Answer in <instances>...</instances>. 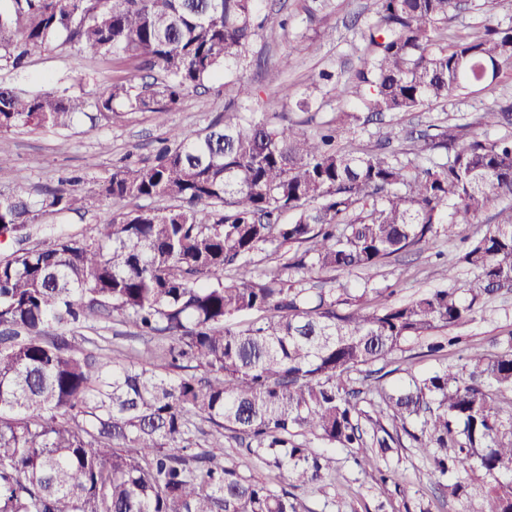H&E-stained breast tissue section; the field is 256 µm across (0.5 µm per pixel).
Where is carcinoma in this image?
<instances>
[{
  "label": "carcinoma",
  "mask_w": 512,
  "mask_h": 512,
  "mask_svg": "<svg viewBox=\"0 0 512 512\" xmlns=\"http://www.w3.org/2000/svg\"><path fill=\"white\" fill-rule=\"evenodd\" d=\"M266 0H0V68L59 42L93 58L114 54L158 70L112 80L85 112L62 90L0 84V133L67 129L83 115L110 123L115 107L170 112L185 92L250 64ZM347 77L322 71L303 92L284 93L300 112L329 88L357 127L374 116L417 112L485 81L512 61V26L467 35L448 21L464 0H375ZM235 99L193 137L173 130L154 160L129 162L92 193L45 188L0 196V231L22 247L0 259V512H299L293 490L317 486L335 459L314 442L350 450L379 489L410 488L392 466L408 446L434 474L480 471L474 495L459 480L463 512H512V332L497 352L473 350L401 387L382 383L413 339L440 357L459 341L448 330L473 321L484 300L512 292V208L464 248L478 270L462 284L397 302L382 288L340 299L307 288L306 275L369 274L428 239L454 240L453 206L475 221L512 198V138L467 139L442 125L414 148L341 143V117L315 130L238 111ZM512 126V99L484 113ZM162 197L163 210H127ZM107 200L118 209L90 236L53 230L25 247L41 218L84 217ZM293 214L284 224L282 215ZM267 244L297 245L281 266L258 272ZM258 318L241 325L244 313ZM132 329L112 355L110 323ZM265 470L240 471L219 439Z\"/></svg>",
  "instance_id": "obj_1"
}]
</instances>
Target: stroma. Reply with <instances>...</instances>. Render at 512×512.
Returning a JSON list of instances; mask_svg holds the SVG:
<instances>
[{
	"instance_id": "obj_1",
	"label": "stroma",
	"mask_w": 512,
	"mask_h": 512,
	"mask_svg": "<svg viewBox=\"0 0 512 512\" xmlns=\"http://www.w3.org/2000/svg\"><path fill=\"white\" fill-rule=\"evenodd\" d=\"M331 11L318 7L316 0H269L272 22L252 42L250 53L257 65L244 73L254 88V101L259 116L277 119L287 111L285 90L306 89L320 71L348 74L357 63L362 46L359 31L372 18L375 0H331ZM291 17L288 30H281L278 16ZM494 22L512 25V0H471L468 10L451 23L452 31L472 33L484 24ZM314 39L317 50H304L301 40ZM287 61L280 83L269 84L264 76L267 67ZM139 73L144 81L159 78V71H137L135 63L115 55L99 60L75 49L51 44L41 55L31 58L22 69L0 70V82L30 90H41L63 83L95 98L98 85L112 78ZM235 94L233 84L218 76L204 86L188 90L172 111L132 112L114 118L111 124L92 126L87 117H80L66 130L19 131L0 134V153L9 154L12 165L0 170V194L31 195L45 187H60L63 179L80 177V189L94 190L107 179L125 157L146 159L153 155L161 139L176 129L192 135L206 128L224 110V103ZM502 98H512V62L506 64L497 86L479 92L459 91L446 103L433 105L420 112L393 115L398 133L410 129L433 131L435 126L455 123L463 126L470 137L496 139L512 137V127L484 124L482 115ZM288 112V111H287ZM444 253L453 265L457 281L473 279L476 269L458 265L457 250L440 238L411 248L387 259L372 278L364 274L339 272L321 275V288L355 289L392 288L396 297L406 300L436 286L432 272L437 253ZM460 347L450 349L449 361H457L469 347L494 351L503 336L512 333V294H501L487 300L474 322L457 328ZM336 472L321 487L297 490L301 512H377L385 505L387 512H405L394 491L381 492L370 488L353 465L346 449L335 452ZM400 471L424 499L430 500L433 512H460L462 503L450 491L434 489L429 461L408 448L400 453Z\"/></svg>"
}]
</instances>
